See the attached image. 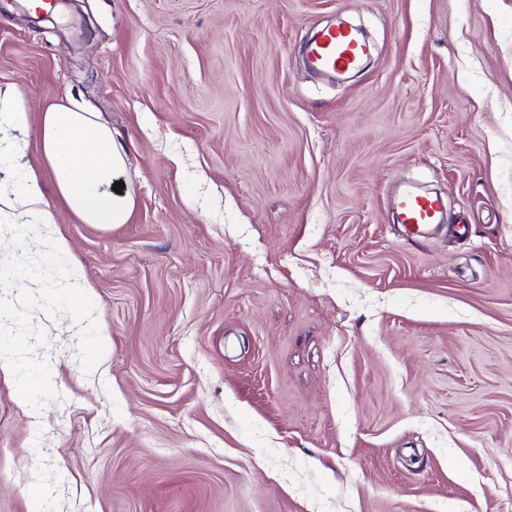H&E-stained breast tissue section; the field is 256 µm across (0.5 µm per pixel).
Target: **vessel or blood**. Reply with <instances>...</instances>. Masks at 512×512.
<instances>
[{"label": "vessel or blood", "mask_w": 512, "mask_h": 512, "mask_svg": "<svg viewBox=\"0 0 512 512\" xmlns=\"http://www.w3.org/2000/svg\"><path fill=\"white\" fill-rule=\"evenodd\" d=\"M366 50L350 27L339 24L321 31L308 46L307 59L318 72L333 74L358 68ZM394 207L404 230L403 237L411 242L425 239L428 228L437 223L441 213L438 198L410 188L397 195Z\"/></svg>", "instance_id": "b4317fda"}]
</instances>
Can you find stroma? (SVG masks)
Masks as SVG:
<instances>
[{"label": "stroma", "instance_id": "1", "mask_svg": "<svg viewBox=\"0 0 512 512\" xmlns=\"http://www.w3.org/2000/svg\"><path fill=\"white\" fill-rule=\"evenodd\" d=\"M0 7L24 164L64 98L130 149L128 223L58 207L103 363L35 312L58 400L0 372V512H512V0ZM348 19L371 58L303 55ZM440 193L408 243L395 187Z\"/></svg>", "mask_w": 512, "mask_h": 512}]
</instances>
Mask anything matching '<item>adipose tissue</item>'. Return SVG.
Instances as JSON below:
<instances>
[{"label":"adipose tissue","mask_w":512,"mask_h":512,"mask_svg":"<svg viewBox=\"0 0 512 512\" xmlns=\"http://www.w3.org/2000/svg\"><path fill=\"white\" fill-rule=\"evenodd\" d=\"M30 112L25 94L0 86V220L38 234L55 222L53 206L42 191V173L19 164ZM43 158L58 196L84 223H127L135 206L132 187L113 186L127 169V147L97 113L72 100L41 114Z\"/></svg>","instance_id":"obj_1"}]
</instances>
